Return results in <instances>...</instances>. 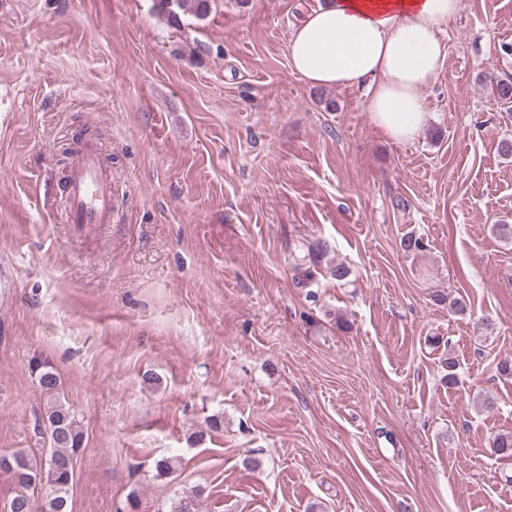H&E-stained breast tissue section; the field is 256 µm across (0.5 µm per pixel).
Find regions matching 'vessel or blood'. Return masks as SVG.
Returning <instances> with one entry per match:
<instances>
[{
    "mask_svg": "<svg viewBox=\"0 0 512 512\" xmlns=\"http://www.w3.org/2000/svg\"><path fill=\"white\" fill-rule=\"evenodd\" d=\"M64 193L66 223L81 228L111 223L112 172L102 162L94 144H87L72 157Z\"/></svg>",
    "mask_w": 512,
    "mask_h": 512,
    "instance_id": "vessel-or-blood-1",
    "label": "vessel or blood"
}]
</instances>
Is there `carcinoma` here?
I'll return each instance as SVG.
<instances>
[{
	"instance_id": "carcinoma-1",
	"label": "carcinoma",
	"mask_w": 512,
	"mask_h": 512,
	"mask_svg": "<svg viewBox=\"0 0 512 512\" xmlns=\"http://www.w3.org/2000/svg\"><path fill=\"white\" fill-rule=\"evenodd\" d=\"M157 12L172 25L179 24V12H191L200 19L211 11V0H155ZM328 250L327 242L317 240L303 248V255L293 257L297 285L307 287ZM37 383L46 398L41 420L49 434L50 452L40 461L24 453L0 455V472L13 475L22 490L4 506V512H71L70 491L77 457L82 449L84 432L75 411L58 398L60 378L56 370L37 364ZM491 448L499 458L512 459V432L492 437ZM47 480L50 492L43 498L29 489Z\"/></svg>"
}]
</instances>
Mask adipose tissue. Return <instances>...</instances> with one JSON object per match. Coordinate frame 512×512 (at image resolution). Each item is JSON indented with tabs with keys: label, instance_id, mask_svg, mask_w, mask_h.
<instances>
[{
	"label": "adipose tissue",
	"instance_id": "1",
	"mask_svg": "<svg viewBox=\"0 0 512 512\" xmlns=\"http://www.w3.org/2000/svg\"><path fill=\"white\" fill-rule=\"evenodd\" d=\"M461 0H320L288 41L293 72L320 87L362 84L370 119L391 141L428 126V90L441 74L444 39Z\"/></svg>",
	"mask_w": 512,
	"mask_h": 512
}]
</instances>
